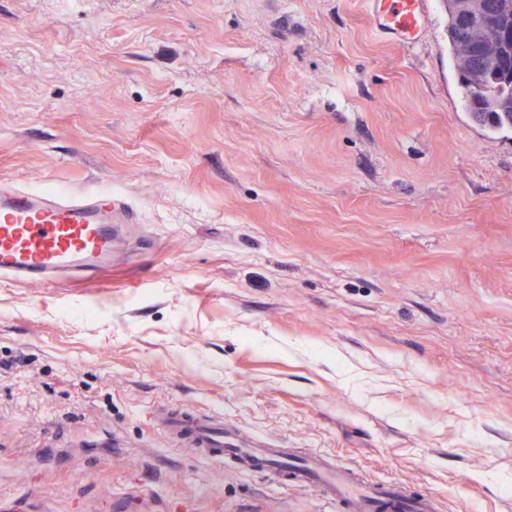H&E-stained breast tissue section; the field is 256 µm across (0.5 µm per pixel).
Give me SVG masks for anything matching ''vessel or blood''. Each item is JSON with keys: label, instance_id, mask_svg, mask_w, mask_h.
<instances>
[{"label": "vessel or blood", "instance_id": "obj_1", "mask_svg": "<svg viewBox=\"0 0 512 512\" xmlns=\"http://www.w3.org/2000/svg\"><path fill=\"white\" fill-rule=\"evenodd\" d=\"M383 33L410 41L424 24L427 0H370ZM133 207L111 189L82 192L35 190L0 182V274L14 281L45 284L61 277L91 278L111 266L125 225L137 223ZM165 434L184 448L223 462L236 457L242 470L276 474L288 462L278 442L243 433L223 416L169 410L161 415ZM297 485H318L346 512H438L434 498L409 496L399 483L361 479L353 467L327 463L317 452L294 470Z\"/></svg>", "mask_w": 512, "mask_h": 512}]
</instances>
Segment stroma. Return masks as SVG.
Segmentation results:
<instances>
[{
  "instance_id": "stroma-1",
  "label": "stroma",
  "mask_w": 512,
  "mask_h": 512,
  "mask_svg": "<svg viewBox=\"0 0 512 512\" xmlns=\"http://www.w3.org/2000/svg\"><path fill=\"white\" fill-rule=\"evenodd\" d=\"M447 24L0 0V178L141 218L93 279L0 280V512H344L177 446L164 408L512 512V132L469 118Z\"/></svg>"
}]
</instances>
